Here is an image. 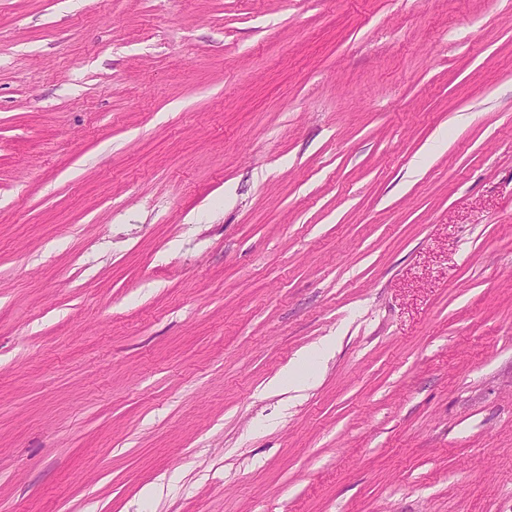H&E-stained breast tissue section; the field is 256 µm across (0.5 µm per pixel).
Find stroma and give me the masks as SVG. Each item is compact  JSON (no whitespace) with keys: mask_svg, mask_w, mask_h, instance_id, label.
Wrapping results in <instances>:
<instances>
[{"mask_svg":"<svg viewBox=\"0 0 512 512\" xmlns=\"http://www.w3.org/2000/svg\"><path fill=\"white\" fill-rule=\"evenodd\" d=\"M0 512H512V0H0Z\"/></svg>","mask_w":512,"mask_h":512,"instance_id":"obj_1","label":"stroma"}]
</instances>
